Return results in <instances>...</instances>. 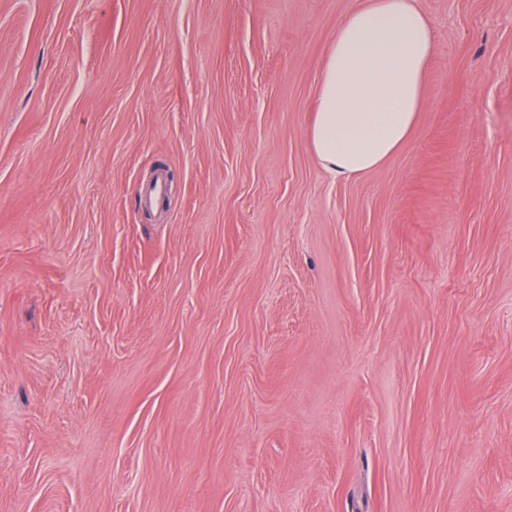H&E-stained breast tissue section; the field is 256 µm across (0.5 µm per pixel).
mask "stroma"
I'll list each match as a JSON object with an SVG mask.
<instances>
[{
	"instance_id": "stroma-1",
	"label": "stroma",
	"mask_w": 512,
	"mask_h": 512,
	"mask_svg": "<svg viewBox=\"0 0 512 512\" xmlns=\"http://www.w3.org/2000/svg\"><path fill=\"white\" fill-rule=\"evenodd\" d=\"M357 2L0 0V512H512V0L339 179Z\"/></svg>"
}]
</instances>
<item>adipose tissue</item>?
<instances>
[{"label": "adipose tissue", "mask_w": 512, "mask_h": 512, "mask_svg": "<svg viewBox=\"0 0 512 512\" xmlns=\"http://www.w3.org/2000/svg\"><path fill=\"white\" fill-rule=\"evenodd\" d=\"M433 28L413 0H362L324 59L308 142L337 177L368 173L407 141L424 109Z\"/></svg>", "instance_id": "1"}]
</instances>
